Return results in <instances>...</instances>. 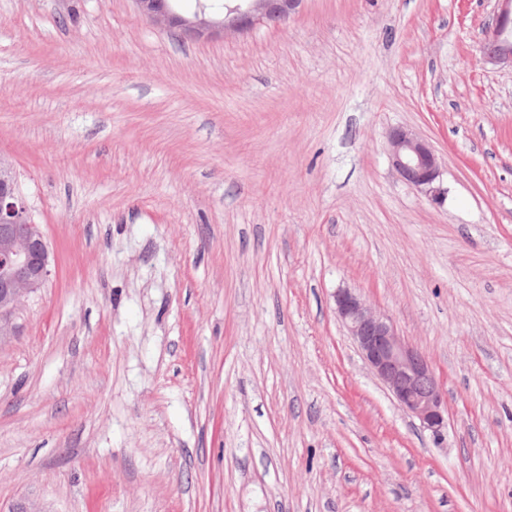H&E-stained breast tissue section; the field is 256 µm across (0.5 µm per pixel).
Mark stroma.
<instances>
[{
	"mask_svg": "<svg viewBox=\"0 0 512 512\" xmlns=\"http://www.w3.org/2000/svg\"><path fill=\"white\" fill-rule=\"evenodd\" d=\"M496 0H303L178 39L0 0V159L54 256L0 343V512H512V67ZM427 137L444 204L387 134ZM357 289L448 400L424 432ZM496 1L500 8L488 26L489 32L480 52L489 63L512 67V0ZM388 158L400 179L435 202L445 199L440 158L428 138L406 127L387 135ZM333 297L338 318L373 374L424 431L441 438L448 426L446 398L425 356L356 290L338 288Z\"/></svg>",
	"mask_w": 512,
	"mask_h": 512,
	"instance_id": "obj_1",
	"label": "stroma"
}]
</instances>
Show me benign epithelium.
Instances as JSON below:
<instances>
[{"mask_svg":"<svg viewBox=\"0 0 512 512\" xmlns=\"http://www.w3.org/2000/svg\"><path fill=\"white\" fill-rule=\"evenodd\" d=\"M141 15L178 37L204 38L241 33L287 20L302 0H243L219 16L207 6L191 15L175 11L173 0H134ZM489 25L480 52L492 64L512 65V0ZM388 158L400 179L435 202L445 199L440 158L428 138L406 127L388 132ZM52 272L47 240L21 196L13 170L0 162V342L13 333L12 314L21 300L42 288ZM336 314L365 363L407 414L435 438L447 429L443 389L425 356L398 332L388 315L373 309L360 293L339 288Z\"/></svg>","mask_w":512,"mask_h":512,"instance_id":"1","label":"benign epithelium"}]
</instances>
